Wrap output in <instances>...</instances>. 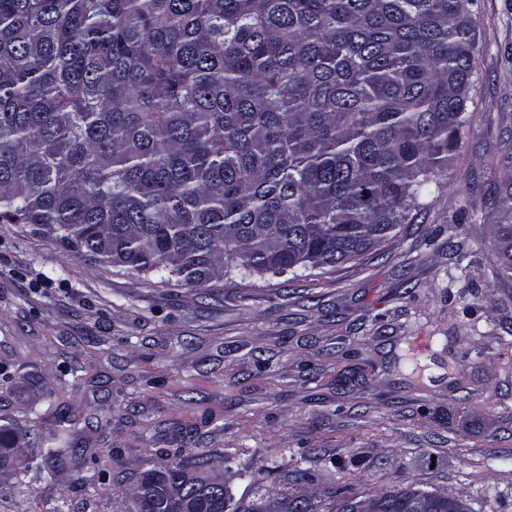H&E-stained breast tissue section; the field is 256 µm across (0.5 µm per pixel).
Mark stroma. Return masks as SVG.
<instances>
[{
    "mask_svg": "<svg viewBox=\"0 0 512 512\" xmlns=\"http://www.w3.org/2000/svg\"><path fill=\"white\" fill-rule=\"evenodd\" d=\"M477 78L447 179L413 223L321 275L236 274L198 298L0 220V424L73 420L84 483L40 464L0 512H124L188 455L352 495L406 484L512 512V278L489 228L512 181V0H475ZM428 348L417 353L416 337Z\"/></svg>",
    "mask_w": 512,
    "mask_h": 512,
    "instance_id": "35a3bbf8",
    "label": "stroma"
}]
</instances>
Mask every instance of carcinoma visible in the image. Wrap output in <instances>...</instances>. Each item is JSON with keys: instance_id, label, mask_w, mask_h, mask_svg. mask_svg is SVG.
<instances>
[{"instance_id": "1", "label": "carcinoma", "mask_w": 512, "mask_h": 512, "mask_svg": "<svg viewBox=\"0 0 512 512\" xmlns=\"http://www.w3.org/2000/svg\"><path fill=\"white\" fill-rule=\"evenodd\" d=\"M473 0H0V219L80 257L195 291L233 271L297 273L398 234L448 170L476 74ZM494 225L512 277V182ZM33 446L64 469L88 452L70 420ZM0 424V479L30 463ZM209 456L141 472L128 512H259L214 495ZM196 474L192 507L168 494ZM276 509L353 512L364 496ZM379 512H448L412 486Z\"/></svg>"}]
</instances>
